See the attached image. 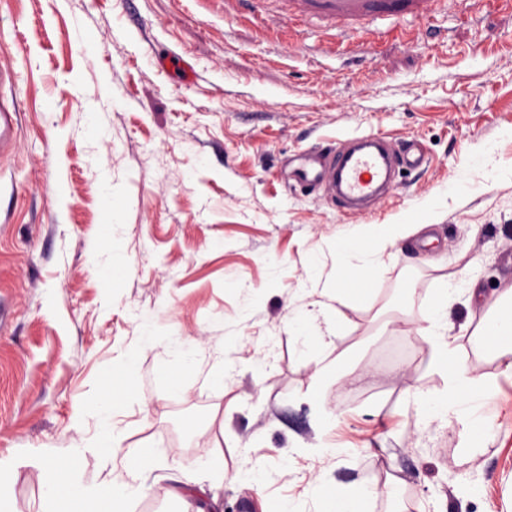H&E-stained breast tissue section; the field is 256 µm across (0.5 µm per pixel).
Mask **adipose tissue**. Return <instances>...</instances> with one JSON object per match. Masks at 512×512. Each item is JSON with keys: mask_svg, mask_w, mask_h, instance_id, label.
I'll list each match as a JSON object with an SVG mask.
<instances>
[{"mask_svg": "<svg viewBox=\"0 0 512 512\" xmlns=\"http://www.w3.org/2000/svg\"><path fill=\"white\" fill-rule=\"evenodd\" d=\"M470 183H450L447 193L419 201L407 214L388 224H367L336 241V267L341 271H358L363 278L357 284V294H364L384 270V254L397 241L434 224L442 213L448 195L470 191ZM475 284L462 275H454L437 283L433 298L419 312L432 352L433 364L446 378L445 386L423 398L418 407L425 420L455 422L464 433L491 430L493 421L487 406L492 389L485 380L470 376L453 332L450 309L463 294L474 293ZM166 346L172 354L169 368L171 383H179L185 374L194 372L200 354L189 349L187 342L168 334L156 317L143 318L138 326V341L121 362L122 368L135 366L141 352L147 348ZM103 393L95 401L76 407V422L93 420L92 435L73 442L60 452L48 453L40 473V483L54 512H118L119 504L128 501L137 491V477L156 464L155 451L149 447L135 449L126 472L106 475L92 481L82 474L78 462L93 455L111 462L120 451L121 432L112 418L110 382H103Z\"/></svg>", "mask_w": 512, "mask_h": 512, "instance_id": "ef3b65f1", "label": "adipose tissue"}]
</instances>
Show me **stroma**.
<instances>
[{
  "label": "stroma",
  "instance_id": "35a3bbf8",
  "mask_svg": "<svg viewBox=\"0 0 512 512\" xmlns=\"http://www.w3.org/2000/svg\"><path fill=\"white\" fill-rule=\"evenodd\" d=\"M78 23L97 34L87 56L73 48ZM335 27L304 16L282 42L225 18L222 0H0V64L20 71L16 135L0 156L9 512H48L40 451L91 432L74 409L98 397L145 315L203 348L230 331L240 341L175 392L158 350L114 381L115 469L141 446L157 459L127 512H181L187 497L202 512H283L314 491L321 512H335L333 491L357 500L367 487L368 512H512V378L480 334L486 310L463 303L450 315L471 373L493 384L494 428L468 440L416 414L443 380L414 320L438 280L458 273L512 308V180L449 201L436 224L389 248L376 280L387 297L345 300L334 325L313 323L328 338L316 359L298 357L288 318L289 304L355 283L334 271L341 231L390 221L449 182L481 181L466 158L485 144L489 167L512 165L501 136L512 127V14L442 0L426 18L354 21L377 34L373 51L329 50ZM170 55L193 63V83L158 66ZM104 77L111 136L90 143L81 114ZM367 133L425 149L374 212L342 215L289 178L299 153ZM103 175L108 206L95 189ZM110 210L128 265L115 282L93 270ZM390 342L398 361L385 369ZM319 363L340 366L322 405L309 396ZM129 389L138 401H124ZM325 406L338 416L329 429Z\"/></svg>",
  "mask_w": 512,
  "mask_h": 512
}]
</instances>
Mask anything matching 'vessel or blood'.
Here are the masks:
<instances>
[{
  "label": "vessel or blood",
  "mask_w": 512,
  "mask_h": 512,
  "mask_svg": "<svg viewBox=\"0 0 512 512\" xmlns=\"http://www.w3.org/2000/svg\"><path fill=\"white\" fill-rule=\"evenodd\" d=\"M260 0H224V13L235 20L262 23ZM433 0H307L309 9L327 13L345 22L368 15H392L409 9L429 15ZM423 153L407 143L402 149L390 147L384 138L366 134L352 138L348 144L323 154L307 152L299 157L292 170L293 178L306 186L329 187L338 208L352 210L377 201L392 184L397 167L421 166Z\"/></svg>",
  "instance_id": "obj_1"
}]
</instances>
